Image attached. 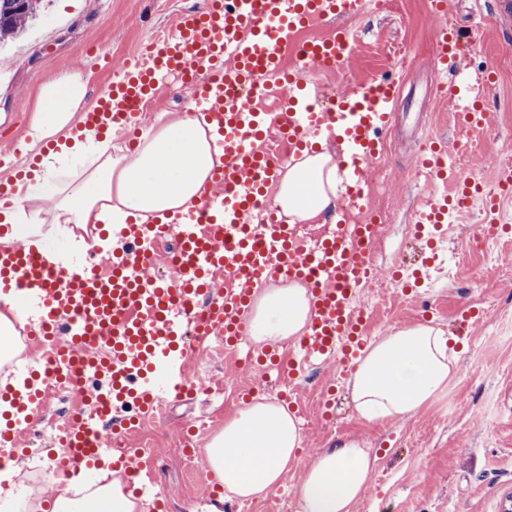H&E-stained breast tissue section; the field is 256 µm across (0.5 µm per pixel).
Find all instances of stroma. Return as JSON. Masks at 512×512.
<instances>
[{"mask_svg": "<svg viewBox=\"0 0 512 512\" xmlns=\"http://www.w3.org/2000/svg\"><path fill=\"white\" fill-rule=\"evenodd\" d=\"M204 0H80L78 6L51 0L33 29L0 50V177L18 158L12 153L28 130L40 84L74 66L91 71L90 93L117 75L120 65L142 53L148 43L171 31L187 4ZM450 23L474 31L466 67L457 76L435 74L426 62L434 46L436 22L429 0H389L366 5L344 19L357 36L354 54L313 72L325 89L344 91L385 76L400 80L387 149L368 164L365 196L371 212L380 213L374 241L379 269L374 288L359 299L371 313L369 340L391 331L429 323L457 336L461 353L448 388L414 416L367 421L354 410L345 385L323 399L322 384L342 370L332 360L295 381V411L301 421L302 448L284 474L274 500L284 512H300L297 489L313 457L340 439L358 441L378 455L370 484L354 512H504L512 505V232L472 247L482 206L452 218L448 225L447 262L433 271L429 294L404 292L388 275L391 267L421 263L424 248L415 236L413 212L433 192L430 175L415 157L435 141L447 144L448 161L461 171L496 187V170L486 162L495 154L512 166V21L501 19L493 0H448ZM111 63H104V56ZM490 71L480 99L492 112L490 127L467 132L455 128L459 101L450 99L453 79L472 80ZM189 87L161 85L140 123L149 128L165 113L187 111ZM243 348L212 362L209 347H192L187 375L207 369L210 392L174 398L166 415L145 420L127 437L137 447L142 433L155 432L157 448L147 460L158 481L160 499L144 497L142 512L161 503L163 512H207L223 495L208 468L204 450L237 415L244 401L239 391L254 387L257 396L279 398L281 385L253 370ZM57 430L22 437L15 448L17 482L36 472L42 482L34 498L53 493L51 477L59 456Z\"/></svg>", "mask_w": 512, "mask_h": 512, "instance_id": "35a3bbf8", "label": "stroma"}]
</instances>
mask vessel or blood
Masks as SVG:
<instances>
[{
	"label": "vessel or blood",
	"mask_w": 512,
	"mask_h": 512,
	"mask_svg": "<svg viewBox=\"0 0 512 512\" xmlns=\"http://www.w3.org/2000/svg\"><path fill=\"white\" fill-rule=\"evenodd\" d=\"M361 5L362 0H206L204 7L180 12L172 31L126 62L122 77L80 113L77 131L102 135L135 122L158 86L196 82L194 101L224 148V163L214 169L202 202L162 228L176 241L167 263L178 277L156 269L160 228L153 224H127L107 276L62 267L49 250L0 248V281L39 315L30 338L56 346L40 365L39 388L58 377L85 396L83 412L57 440L67 463L78 468L103 453L104 421H112L113 435L125 434L138 419L156 414L162 401L189 390L186 335L198 343L220 335L229 348L244 340L254 296L273 279L303 283L312 295L314 317L299 341L305 363L334 356L349 362L363 349L369 314L357 292L376 275L371 254L379 227L340 219L324 235L303 241L296 225L282 223L267 202L281 160L265 147L267 139L279 138L293 155L309 146L312 135L337 139L349 157V206L364 209L365 165L384 153L399 96L395 80L333 95L328 108L313 109L309 100L319 97L320 88L309 80L311 70L335 65L356 47L355 33L343 27L303 42L293 69L284 66V54L301 30L330 24ZM429 13L440 24L427 64L437 72H457L463 35L441 22L448 0H430ZM270 93L279 100L274 115L257 104ZM454 119L460 129L477 131L492 115L463 108ZM418 162L452 185L454 195L429 196L413 222L446 236L451 210L484 199L483 185L448 167L443 156L423 155ZM39 388L19 401L20 411H41Z\"/></svg>",
	"instance_id": "vessel-or-blood-1"
}]
</instances>
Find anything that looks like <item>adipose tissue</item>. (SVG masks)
<instances>
[{
  "label": "adipose tissue",
  "instance_id": "adipose-tissue-1",
  "mask_svg": "<svg viewBox=\"0 0 512 512\" xmlns=\"http://www.w3.org/2000/svg\"><path fill=\"white\" fill-rule=\"evenodd\" d=\"M89 74L72 70L43 83L22 154L49 153L18 186L12 206L0 210L8 229L0 244L40 248L50 236L66 238L73 253L89 246L119 245L128 219L173 220L199 203L211 173L222 165L203 114L160 122L135 157L116 153L111 140L73 134L87 105ZM336 163L329 148L302 151L282 173L276 204L289 223L313 222L335 209ZM103 225L107 238L77 234L79 226ZM313 317L307 288L291 284L262 289L255 299L251 339L276 343L302 335ZM441 329L417 325L390 332L361 353L346 389L356 412L369 421L414 415L448 385L456 360ZM302 443L295 415L281 403L258 400L225 421L205 455L212 476L243 499L276 490ZM376 463L375 455L348 442L319 453L298 486L301 512H353Z\"/></svg>",
  "mask_w": 512,
  "mask_h": 512
}]
</instances>
